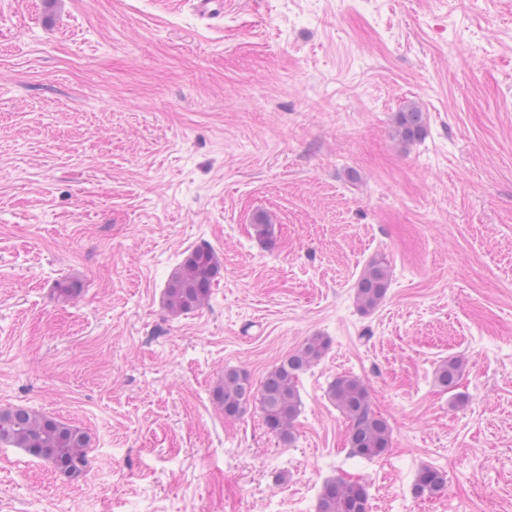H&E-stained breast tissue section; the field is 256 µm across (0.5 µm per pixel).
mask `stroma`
I'll return each instance as SVG.
<instances>
[{
    "label": "stroma",
    "instance_id": "1",
    "mask_svg": "<svg viewBox=\"0 0 512 512\" xmlns=\"http://www.w3.org/2000/svg\"><path fill=\"white\" fill-rule=\"evenodd\" d=\"M426 117L393 135L408 103ZM265 218L261 242L253 225ZM208 305L163 291L196 246ZM390 286L362 311L372 259ZM79 294L57 300L55 283ZM294 438L253 386L309 337ZM463 357L455 387L439 364ZM359 378L391 430L351 453ZM89 438L84 477L0 444V512H512V0H0V408ZM447 477L415 496L418 472ZM424 112L416 105L397 112L394 119V136L405 144L419 140L424 134ZM219 275L214 250L208 245L195 247L167 281L163 296L168 313L179 316L203 308ZM390 281V270L385 262L374 260L361 273L355 286V298L361 310L377 308L385 299ZM253 386L248 375L239 369L224 370L219 385L214 390V400L226 418H236L243 413ZM330 396L352 422L348 440L351 453L365 458L384 455L391 443L390 427L371 412L367 387L357 378L339 376L330 386ZM318 512H369L367 488L356 482H328L320 493Z\"/></svg>",
    "mask_w": 512,
    "mask_h": 512
}]
</instances>
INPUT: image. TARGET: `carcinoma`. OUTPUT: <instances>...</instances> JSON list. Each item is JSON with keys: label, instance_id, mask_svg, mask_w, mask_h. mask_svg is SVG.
I'll list each match as a JSON object with an SVG mask.
<instances>
[{"label": "carcinoma", "instance_id": "cac0c4a2", "mask_svg": "<svg viewBox=\"0 0 512 512\" xmlns=\"http://www.w3.org/2000/svg\"><path fill=\"white\" fill-rule=\"evenodd\" d=\"M424 112L416 105L396 113L394 136L405 144L424 134ZM220 275L214 250L207 245L195 247L168 279L164 289V306L169 314L179 316L203 308ZM390 270L385 262L374 260L361 273L355 286V298L361 310L377 308L385 299ZM325 343L313 336L295 352L284 357L263 381L260 401L267 429L281 441L292 439V429L300 413L297 394L299 374L323 356ZM462 360L450 358L436 371L439 385L448 388L461 374ZM253 386L248 375L239 369L224 370L214 390V400L226 418L243 413ZM336 407L352 422L349 448L355 456L375 458L384 455L391 443L386 420L370 410L367 387L357 378L339 376L330 386ZM0 443L20 448L28 455L51 464L66 484L79 481L88 466L89 436L82 429L24 407L0 409ZM445 474L431 467L423 468L416 479L417 496L441 493ZM318 512H369L367 488L356 482L332 481L320 493Z\"/></svg>", "mask_w": 512, "mask_h": 512}]
</instances>
